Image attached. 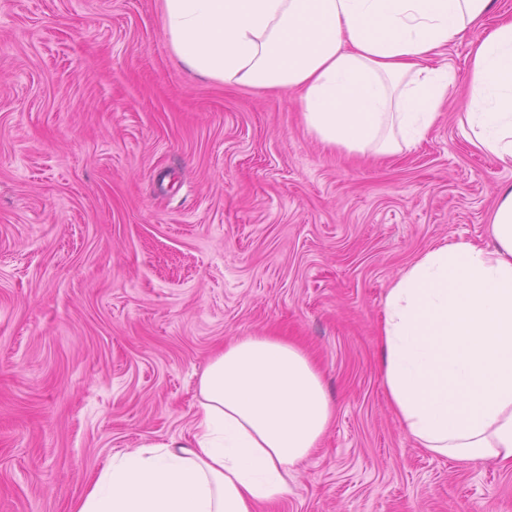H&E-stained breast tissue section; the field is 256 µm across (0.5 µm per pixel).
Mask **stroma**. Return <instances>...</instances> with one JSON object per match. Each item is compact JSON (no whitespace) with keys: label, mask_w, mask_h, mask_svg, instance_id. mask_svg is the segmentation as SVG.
I'll return each mask as SVG.
<instances>
[{"label":"stroma","mask_w":512,"mask_h":512,"mask_svg":"<svg viewBox=\"0 0 512 512\" xmlns=\"http://www.w3.org/2000/svg\"><path fill=\"white\" fill-rule=\"evenodd\" d=\"M384 160L323 145L297 92L229 86L170 50L163 0H0V512H70L90 475L187 431L236 336L316 359L321 445L262 512H512V469L416 448L376 324L433 242L484 241L512 171L458 127Z\"/></svg>","instance_id":"35a3bbf8"}]
</instances>
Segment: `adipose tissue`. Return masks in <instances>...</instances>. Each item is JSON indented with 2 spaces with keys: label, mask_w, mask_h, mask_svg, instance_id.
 Masks as SVG:
<instances>
[{
  "label": "adipose tissue",
  "mask_w": 512,
  "mask_h": 512,
  "mask_svg": "<svg viewBox=\"0 0 512 512\" xmlns=\"http://www.w3.org/2000/svg\"><path fill=\"white\" fill-rule=\"evenodd\" d=\"M495 0H163L169 45L225 84L300 90L324 144L390 156L434 129L456 81L430 65L471 31L466 140L512 171V17ZM488 241L443 240L390 284L377 327L389 405L428 454L512 467V185ZM335 407L309 355L280 336L225 343L201 373L192 425L119 451L73 512H257L284 498Z\"/></svg>",
  "instance_id": "ef3b65f1"
}]
</instances>
